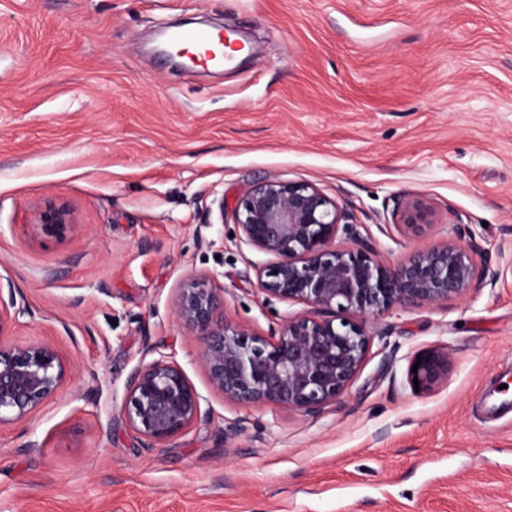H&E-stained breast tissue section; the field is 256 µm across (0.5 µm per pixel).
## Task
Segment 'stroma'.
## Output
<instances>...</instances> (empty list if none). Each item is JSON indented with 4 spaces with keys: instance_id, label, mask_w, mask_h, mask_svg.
I'll use <instances>...</instances> for the list:
<instances>
[{
    "instance_id": "stroma-1",
    "label": "stroma",
    "mask_w": 512,
    "mask_h": 512,
    "mask_svg": "<svg viewBox=\"0 0 512 512\" xmlns=\"http://www.w3.org/2000/svg\"><path fill=\"white\" fill-rule=\"evenodd\" d=\"M191 19L241 30L249 61L175 67L159 33ZM268 180L350 205L387 264L481 247L464 296L369 320L313 414L224 399L173 316L193 277L267 339L309 312L257 289L237 236ZM403 198L430 208L419 231L391 224ZM51 205L70 223H35ZM0 301L66 369L0 425V512H512V412L477 408L512 370V0H0ZM151 348L206 415L160 447L124 415ZM430 349L448 378L414 390Z\"/></svg>"
}]
</instances>
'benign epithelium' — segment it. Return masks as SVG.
Here are the masks:
<instances>
[{
    "label": "benign epithelium",
    "instance_id": "1",
    "mask_svg": "<svg viewBox=\"0 0 512 512\" xmlns=\"http://www.w3.org/2000/svg\"><path fill=\"white\" fill-rule=\"evenodd\" d=\"M403 225L418 226L429 208L420 199L396 203ZM240 241L270 257L257 267L258 290L311 307L287 317L271 339L245 332L224 314V299L203 279L180 286L177 320L196 336L211 388L242 406L277 404L315 412L344 392L359 371L372 336L370 317L414 303L462 296L471 287L479 246L450 242L418 251L395 265L377 258L356 230L354 214L317 186L265 181L235 200ZM39 224H66L68 212L49 208ZM354 247L336 249L339 234ZM9 307L0 304V424L22 421L60 388L65 370L48 342L19 345L6 337ZM409 381L428 390L448 377V353L426 351L409 361ZM129 425L151 445H164L202 417L201 395L165 354L137 365L127 385Z\"/></svg>",
    "mask_w": 512,
    "mask_h": 512
}]
</instances>
